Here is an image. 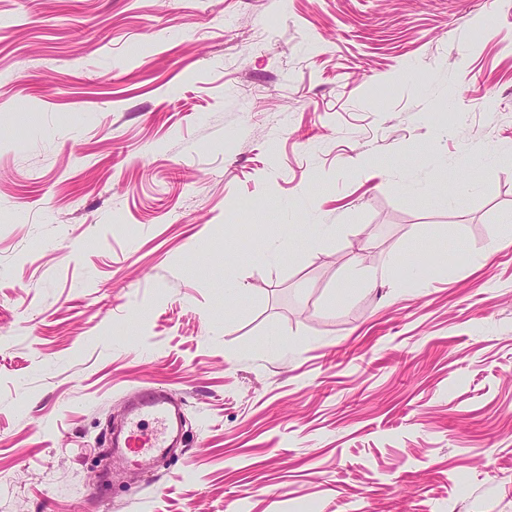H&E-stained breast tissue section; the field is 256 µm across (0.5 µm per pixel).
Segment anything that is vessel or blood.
I'll return each instance as SVG.
<instances>
[{"label": "vessel or blood", "instance_id": "obj_1", "mask_svg": "<svg viewBox=\"0 0 512 512\" xmlns=\"http://www.w3.org/2000/svg\"><path fill=\"white\" fill-rule=\"evenodd\" d=\"M180 426L179 408L162 390L150 389L131 408L126 431L113 437L109 448L126 466L147 469L173 447Z\"/></svg>", "mask_w": 512, "mask_h": 512}]
</instances>
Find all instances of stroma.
Instances as JSON below:
<instances>
[{
	"label": "stroma",
	"mask_w": 512,
	"mask_h": 512,
	"mask_svg": "<svg viewBox=\"0 0 512 512\" xmlns=\"http://www.w3.org/2000/svg\"><path fill=\"white\" fill-rule=\"evenodd\" d=\"M0 512H512V0H0ZM146 420L154 425L151 431L141 425ZM127 424L122 435L112 437L108 448L126 466L149 469L158 455L175 447L181 412L161 389H150L131 408Z\"/></svg>",
	"instance_id": "obj_1"
}]
</instances>
